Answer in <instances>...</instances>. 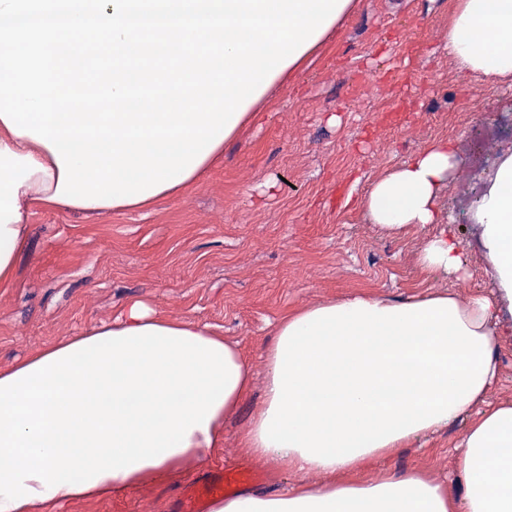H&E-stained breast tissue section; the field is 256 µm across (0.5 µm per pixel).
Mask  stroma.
I'll return each mask as SVG.
<instances>
[{
  "label": "stroma",
  "mask_w": 512,
  "mask_h": 512,
  "mask_svg": "<svg viewBox=\"0 0 512 512\" xmlns=\"http://www.w3.org/2000/svg\"><path fill=\"white\" fill-rule=\"evenodd\" d=\"M448 0H355L287 88L273 90L224 144V160L182 195L146 211L97 217L52 210L29 219L13 288L0 290V368L112 321L129 300L194 319L236 343L254 384L224 424V445L158 483L60 505L56 512H180L181 487L216 466H243L251 488L284 492L299 476L248 456L240 435L264 403L266 349L282 311L360 289L401 300L489 292L480 228L468 208L474 175L512 144V86L458 74L442 38ZM340 118L329 124V115ZM452 139L464 174L441 205L469 254L457 279H422L415 258L436 226L391 235L360 199L381 170L426 143ZM457 422L396 449L363 474L423 470L461 490Z\"/></svg>",
  "instance_id": "1"
}]
</instances>
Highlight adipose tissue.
Instances as JSON below:
<instances>
[{
    "label": "adipose tissue",
    "mask_w": 512,
    "mask_h": 512,
    "mask_svg": "<svg viewBox=\"0 0 512 512\" xmlns=\"http://www.w3.org/2000/svg\"><path fill=\"white\" fill-rule=\"evenodd\" d=\"M448 57L458 73L512 80V0H449ZM461 172L452 140L428 142L379 174L362 201L390 233L438 225L422 275L468 257L440 201ZM60 169L39 141L0 120V288L10 287L34 209L106 213L55 200ZM469 212L492 291L405 301L361 291L284 311L267 350L265 399L240 442L298 473L282 496L247 492L212 512H512V402L487 400L499 351L512 344V147L477 176ZM238 348L197 321L132 300L112 322L0 370V512L113 494L179 473L222 447L247 400ZM467 419L456 450L463 500L418 472L356 476L420 436Z\"/></svg>",
    "instance_id": "ef3b65f1"
}]
</instances>
